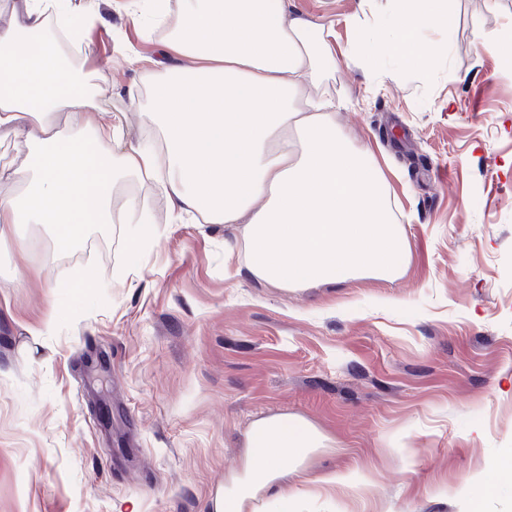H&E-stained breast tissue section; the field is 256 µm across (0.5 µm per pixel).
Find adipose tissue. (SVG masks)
Listing matches in <instances>:
<instances>
[{
    "mask_svg": "<svg viewBox=\"0 0 512 512\" xmlns=\"http://www.w3.org/2000/svg\"><path fill=\"white\" fill-rule=\"evenodd\" d=\"M100 0H0V141L23 154L0 165V245L23 228H48L69 250L98 224L124 230L128 262L113 268L125 285L162 230L148 202L117 191L151 182L173 222L199 216L232 228L227 250H243L242 271L283 289L362 276L394 278L408 248L373 151L336 125L331 101L314 96L335 63L328 25L293 10L292 0H127L133 21L159 52L124 109L100 122L105 102L83 68L69 64L66 38L90 51ZM448 0H394L376 31L357 29L344 58L367 69L394 60L430 74L444 43L424 44L422 28H444ZM151 105L148 143L126 140L128 115ZM106 111V110H105ZM311 423L285 414L254 420L241 475L219 486L208 512H294L299 489L282 458L302 464L334 447Z\"/></svg>",
    "mask_w": 512,
    "mask_h": 512,
    "instance_id": "ef3b65f1",
    "label": "adipose tissue"
}]
</instances>
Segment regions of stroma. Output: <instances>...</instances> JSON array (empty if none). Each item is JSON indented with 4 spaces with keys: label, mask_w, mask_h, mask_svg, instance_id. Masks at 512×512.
Masks as SVG:
<instances>
[{
    "label": "stroma",
    "mask_w": 512,
    "mask_h": 512,
    "mask_svg": "<svg viewBox=\"0 0 512 512\" xmlns=\"http://www.w3.org/2000/svg\"><path fill=\"white\" fill-rule=\"evenodd\" d=\"M101 5L86 66L110 109L140 84L131 53L155 55L122 6ZM330 22L323 83L336 124L374 151L408 250L390 280L284 290L225 277L224 231L174 224L137 185L165 237L130 286L120 228L54 252L46 229L0 247V512H206L239 473L251 422L288 413L335 440L297 512H512L474 493L512 449V0H451L431 79L389 61L346 64L350 20L374 28L390 0H294ZM84 271L98 286L69 311ZM60 319L41 335L50 310Z\"/></svg>",
    "instance_id": "1"
}]
</instances>
